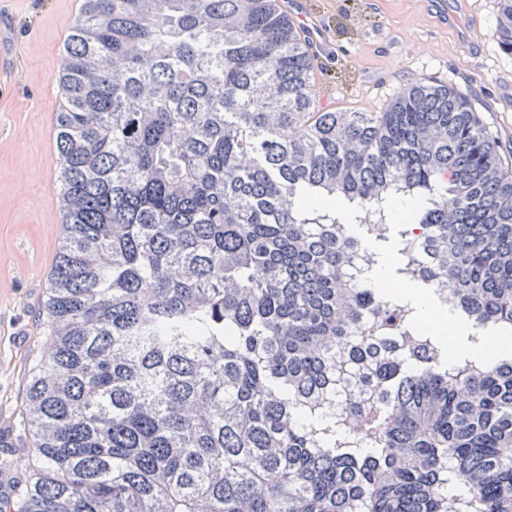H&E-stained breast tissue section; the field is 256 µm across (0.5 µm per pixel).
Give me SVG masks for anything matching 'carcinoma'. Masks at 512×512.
<instances>
[{
    "label": "carcinoma",
    "instance_id": "obj_1",
    "mask_svg": "<svg viewBox=\"0 0 512 512\" xmlns=\"http://www.w3.org/2000/svg\"><path fill=\"white\" fill-rule=\"evenodd\" d=\"M89 2L14 418L30 491L0 512H512V172L467 96L416 80L384 112L324 110L271 0ZM494 34L512 53V0ZM395 200L419 204L421 280L483 332L477 369L350 286L355 251L382 263L364 212ZM360 364L372 400L343 429L324 403Z\"/></svg>",
    "mask_w": 512,
    "mask_h": 512
}]
</instances>
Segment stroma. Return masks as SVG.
<instances>
[{
    "mask_svg": "<svg viewBox=\"0 0 512 512\" xmlns=\"http://www.w3.org/2000/svg\"><path fill=\"white\" fill-rule=\"evenodd\" d=\"M306 2L327 31L311 82L321 106L382 112L414 80L442 83L467 94L512 168V54L494 35L498 0H451V22L429 0ZM3 14L10 21L0 48L13 64L0 71V263L9 269L0 287L11 289L12 300L0 310V366L11 375L0 385V404L13 415L20 375L45 351V317L33 287L40 254L58 245L62 206L45 118L59 104L54 75L76 17L72 0H0ZM20 237L33 243L24 255L15 250Z\"/></svg>",
    "mask_w": 512,
    "mask_h": 512,
    "instance_id": "1",
    "label": "stroma"
}]
</instances>
